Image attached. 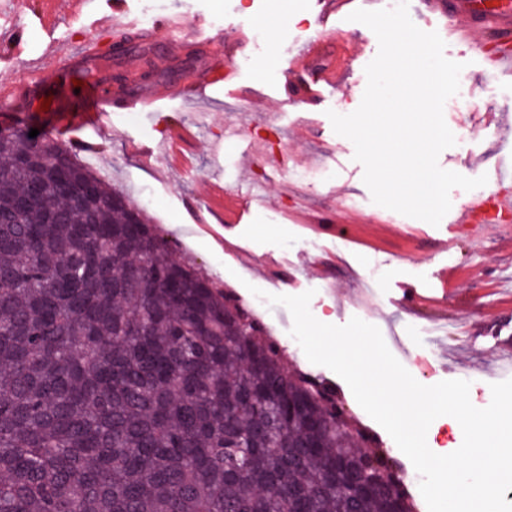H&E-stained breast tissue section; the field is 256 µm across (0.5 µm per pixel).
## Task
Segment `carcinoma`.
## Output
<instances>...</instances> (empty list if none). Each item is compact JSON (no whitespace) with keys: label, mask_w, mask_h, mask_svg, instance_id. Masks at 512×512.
<instances>
[{"label":"carcinoma","mask_w":512,"mask_h":512,"mask_svg":"<svg viewBox=\"0 0 512 512\" xmlns=\"http://www.w3.org/2000/svg\"><path fill=\"white\" fill-rule=\"evenodd\" d=\"M0 512H417L397 462L51 133L0 131Z\"/></svg>","instance_id":"obj_1"}]
</instances>
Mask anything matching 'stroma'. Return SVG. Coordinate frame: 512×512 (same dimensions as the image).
I'll list each match as a JSON object with an SVG mask.
<instances>
[{"label": "stroma", "mask_w": 512, "mask_h": 512, "mask_svg": "<svg viewBox=\"0 0 512 512\" xmlns=\"http://www.w3.org/2000/svg\"><path fill=\"white\" fill-rule=\"evenodd\" d=\"M119 4L134 17L144 7L143 0H18L12 13L0 14V34L26 26L27 46L17 59H0V85L40 68L49 43H56L58 53H75L90 21ZM335 6L336 0H159L156 16L182 14L218 23L222 57L213 58L190 40L168 42L150 25L143 29L150 52L106 57L94 65L97 78L108 83L120 72L133 82L149 69L182 79L198 69H218L223 81L206 96L176 99L156 112H111L102 131L79 121V101L60 95L72 120L57 138L79 145L84 164L131 202L142 203L151 227L172 242L177 258L204 271L218 288L247 305L254 286L270 294L313 291L310 311L316 319L329 316L343 325L357 317L377 326L419 383L470 381L471 402L486 407L491 384L512 378V366L503 361L512 353V233L492 224L434 226L373 203L353 143L334 132L328 117L332 111L352 113L362 101L365 67L379 49L371 29L346 26L324 38L322 69L333 73L334 82L317 106L284 101L283 84L301 78L289 64L292 44L316 33L320 8ZM258 31L264 35L260 51L253 42ZM482 39L477 32L471 42L452 41L444 48L446 58L463 63L459 82L470 98L465 105L451 98L444 104L456 143L441 152L438 164L469 178H488L471 191L452 189L456 210L501 192L493 176L512 169V148L500 145L498 129L499 120H512V74L499 69L489 53H475L473 45ZM228 81L250 90L255 111L241 110L225 97ZM182 126L193 132L186 146L193 156L191 172L179 171L168 158L142 162L137 142H153L161 131ZM271 135L287 154L288 166L269 174L264 195L255 198L252 170L260 159L255 149ZM238 201L244 204L241 221L225 224V207ZM304 212L325 216L323 232L299 223ZM246 254L253 265L243 264ZM269 258L287 259V280H270L262 266ZM444 286L452 290L454 308L439 304L415 311L402 299L407 288ZM264 321L287 363L326 382L381 448L399 455L345 381L308 361L290 334L293 320L286 307L271 306Z\"/></svg>", "instance_id": "35a3bbf8"}]
</instances>
